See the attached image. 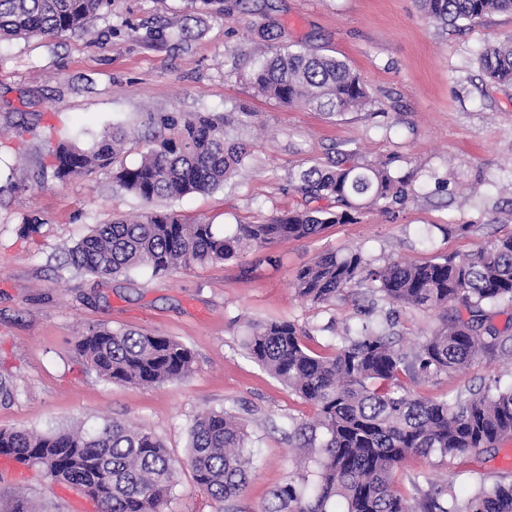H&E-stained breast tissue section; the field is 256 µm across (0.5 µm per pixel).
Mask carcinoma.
<instances>
[{
	"label": "carcinoma",
	"mask_w": 512,
	"mask_h": 512,
	"mask_svg": "<svg viewBox=\"0 0 512 512\" xmlns=\"http://www.w3.org/2000/svg\"><path fill=\"white\" fill-rule=\"evenodd\" d=\"M443 26L476 24L493 13H512V0H416ZM112 0H0V41L87 33ZM485 76L512 84V39L481 55ZM248 80L257 95L284 106L301 105L329 116L371 104L360 75L345 61L302 43L281 42L258 60ZM255 112L187 113L169 119L170 133L148 141L140 161L116 165L127 134L106 128L92 147L61 142L53 150V176L65 182L98 169L112 172L118 189L149 207L227 185L250 156L233 131L254 124ZM410 177L386 164L314 161L295 190L329 198L336 209L290 211L264 224H238L231 233L214 224H191L174 211H149L141 220L97 224L68 253V264L97 277L147 268L160 274L180 265L219 264L247 247L300 240L328 224H349L371 206L408 197ZM373 288L386 305L441 312V324L411 351L383 331L362 326L357 337L331 353H317L288 320L251 322L246 354L315 409L296 424L304 449L297 482L281 487L277 512H512V483L478 487L464 504L450 485H432L415 505L394 484L412 454L461 457L512 438V386L457 395L452 402L419 395L414 385L462 372L481 354L512 355V331L492 316L512 303V233L463 257L376 266L361 253L327 252L299 270L295 288L315 304L329 305L353 284ZM76 351L84 365L112 382L157 386L193 372L182 342L148 333L91 327ZM245 423L226 410L195 416L186 461L171 457L151 432L114 421L49 433L0 429V454L12 452L48 483L66 484L89 497L98 512H163L177 472L188 465L199 488L216 503L240 496L251 458Z\"/></svg>",
	"instance_id": "cac0c4a2"
}]
</instances>
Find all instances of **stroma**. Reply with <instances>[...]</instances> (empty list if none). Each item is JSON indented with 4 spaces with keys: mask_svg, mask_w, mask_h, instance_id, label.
<instances>
[{
    "mask_svg": "<svg viewBox=\"0 0 512 512\" xmlns=\"http://www.w3.org/2000/svg\"><path fill=\"white\" fill-rule=\"evenodd\" d=\"M218 13L202 0H112L92 32L0 43V372L14 396L0 401V429L57 431L118 420L158 436L174 458L187 456L196 413L230 411L247 425L253 456L245 492L224 512H271L274 491L296 476L301 453L290 420L313 407L247 356V322L289 320L306 345L327 352L363 325L421 341L440 314L389 310L355 284L329 306L301 298L295 275L328 251H360L373 264L464 257L512 233V84L489 81L481 52L512 38V14L441 28L415 0H224ZM204 25H194V18ZM348 62L368 84L372 103L341 117L283 106L257 95L245 78L267 41L261 24ZM191 27L181 37L183 27ZM248 105L257 121L237 135L252 155L231 181L209 193L159 200L158 210L233 229L306 208L289 174L312 161L351 154L359 164H388L413 177L408 200L367 208L351 224H331L301 240L248 248L221 264H192L155 276L142 270L100 279L66 268L68 251L96 224L145 211L113 187L108 171L59 182L51 153L67 138L88 146L109 125L131 140L120 156L131 166L163 120ZM38 223L22 232L25 219ZM135 329L173 337L194 356L186 379L155 387L112 383L76 359L88 327ZM512 385V365L485 353L464 372L417 385L418 394L452 400L466 388ZM413 485L453 483L458 499L478 486L512 482V439L454 460L408 457L395 474ZM40 512H96L78 490L50 484L33 469H0V512L15 499ZM190 467L179 470L164 512H215Z\"/></svg>",
    "mask_w": 512,
    "mask_h": 512,
    "instance_id": "obj_1",
    "label": "stroma"
}]
</instances>
